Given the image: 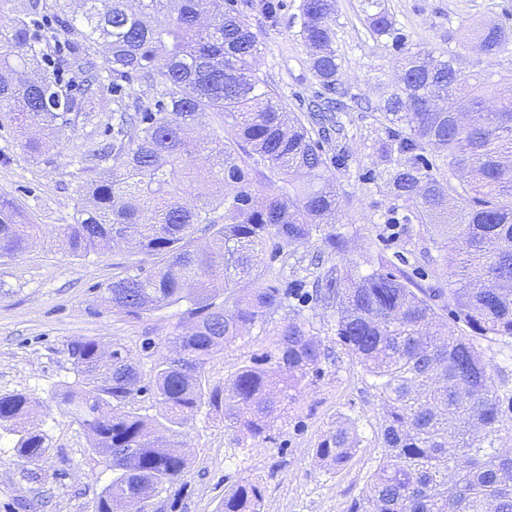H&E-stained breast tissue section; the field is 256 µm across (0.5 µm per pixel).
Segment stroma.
I'll use <instances>...</instances> for the list:
<instances>
[{
	"mask_svg": "<svg viewBox=\"0 0 512 512\" xmlns=\"http://www.w3.org/2000/svg\"><path fill=\"white\" fill-rule=\"evenodd\" d=\"M287 4L271 21L264 0H237L240 18L257 33L262 53L257 69L269 85L298 109L318 86L309 55L300 36L301 0ZM405 30L410 44L442 51L461 49L484 22L512 28V0H382ZM363 0H336V48L343 58L340 80L352 93L370 100L394 84L399 55L375 45L364 25ZM340 118L352 138L355 164L335 173L341 204L337 232L347 239L344 265L368 274L381 257L400 251L406 238L417 242L415 264L424 266L433 285H448L450 258L432 251L427 233L418 224H384L388 200L382 192L358 178V166L379 159L373 148L379 125L373 113L350 109ZM108 115L94 113L90 122L49 139L40 162L24 155L18 134L0 127V152L10 154L0 164V195L16 200L33 223L46 234L23 256L0 263V394L21 392L34 397L44 415L50 452L35 465L15 461L13 438L0 435V512H94L96 501L112 473L89 447V439L72 418L54 413L52 397L59 385L72 381L70 341L90 337L103 344L123 346L150 378L152 356L141 350L153 339L154 354L168 351V341L186 328L183 308L174 306L134 318L103 302L102 289L117 275L116 261L150 267L152 257L128 245L89 254L69 255L55 231L75 214L77 189L89 180L82 156L93 153L106 137ZM300 317L330 353L320 377L306 379L298 399L275 423L269 442L242 444L223 412L197 414L179 444L190 459L181 481L155 496L147 512H216L224 492L242 479L259 481L264 488L263 512H347L361 496L379 457L377 434L384 411L378 391L357 360L336 342L333 311L305 308L282 311L256 324L205 366L210 383L223 384L245 364L273 353L278 329ZM352 422L360 445L344 467L336 469L315 456L319 441L338 419Z\"/></svg>",
	"mask_w": 512,
	"mask_h": 512,
	"instance_id": "35a3bbf8",
	"label": "stroma"
}]
</instances>
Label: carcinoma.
<instances>
[{"mask_svg":"<svg viewBox=\"0 0 512 512\" xmlns=\"http://www.w3.org/2000/svg\"><path fill=\"white\" fill-rule=\"evenodd\" d=\"M370 37L402 57L399 84L371 108L388 163L359 179L386 190V224H422L434 247L457 252L454 287L423 285L428 273L384 258L367 275L336 262L288 279V258L312 239L340 257L345 237L334 171L352 155L349 131L335 119L347 105L339 80L336 0H301L299 36L320 86L306 112L287 104L256 72L261 41L238 16L234 0H0V105L8 107L24 154L38 160L47 137L111 113L108 146L91 155L96 179L80 186L71 224L57 228L70 255L135 241L153 267L117 275L102 298L132 317L186 305L194 332L171 338L155 359L151 381L126 351L104 356L102 343L67 345L75 380L54 394L57 410L87 432L112 479L96 512L143 500L179 481L188 455L170 450L190 420L209 407L255 443L270 439L281 406L328 358L305 324L281 330L266 363L245 364L224 385L204 367L227 344L280 309L336 312V342L359 360L383 401L385 448L365 493L347 512H512L511 433L494 371L478 340L512 338V73L493 71L512 49V30L484 27L464 52L409 44L381 0H364ZM57 66L44 68L49 54ZM477 57L485 69L468 68ZM72 70L77 79L65 78ZM137 81L147 100L128 101ZM208 117L212 132L195 129ZM340 143L329 154L323 144ZM206 164H197L198 157ZM14 200L0 197V259L23 255L43 236ZM209 244L195 245L198 236ZM470 333L434 327L433 301ZM139 393L165 408L150 419L131 408ZM0 430L15 437L17 459L36 464L49 451L33 399L0 394ZM358 447L348 419L315 449L341 467ZM132 448L131 455L123 449ZM260 482L224 491L217 512H263Z\"/></svg>","mask_w":512,"mask_h":512,"instance_id":"cac0c4a2","label":"carcinoma"}]
</instances>
